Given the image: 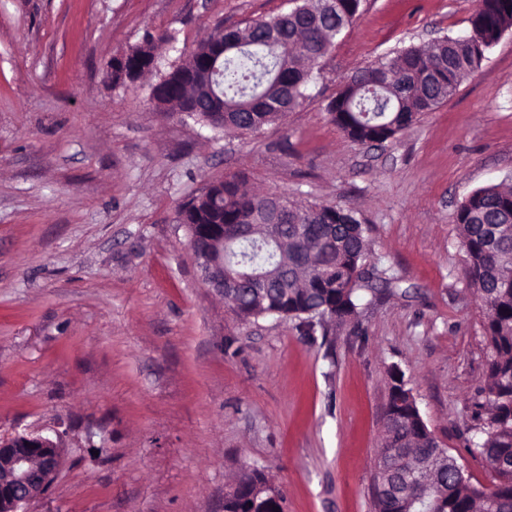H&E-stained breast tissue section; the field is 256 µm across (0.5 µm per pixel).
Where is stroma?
I'll use <instances>...</instances> for the list:
<instances>
[{"label":"stroma","mask_w":512,"mask_h":512,"mask_svg":"<svg viewBox=\"0 0 512 512\" xmlns=\"http://www.w3.org/2000/svg\"><path fill=\"white\" fill-rule=\"evenodd\" d=\"M292 0H0V433L56 429V479L30 512H224L262 469L285 512H374L399 367L429 430L475 485L487 362L456 213L512 185V29L456 94L395 138L360 145L325 107L360 67L470 30L476 0H363L302 105L240 136L150 100L158 74L216 26ZM159 44L156 72L106 79ZM239 174L302 203L353 207L367 268L342 326L240 320L199 281L180 208ZM155 40L153 37L147 40L145 45L137 46L130 50L128 53V60L125 67H115L108 65L106 70V77L112 81V85H123L126 82H134L135 79L132 75L134 69H142L147 66L154 59V44Z\"/></svg>","instance_id":"stroma-1"}]
</instances>
